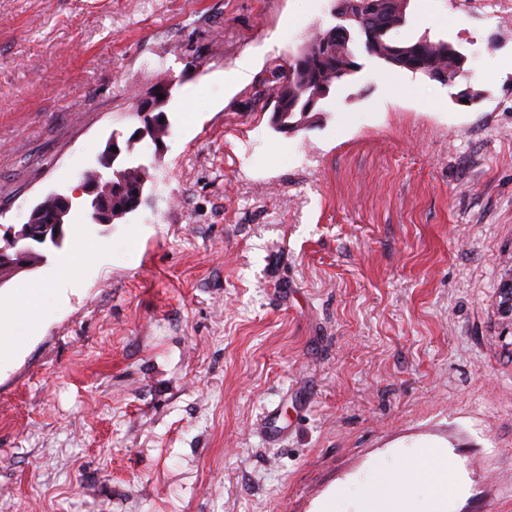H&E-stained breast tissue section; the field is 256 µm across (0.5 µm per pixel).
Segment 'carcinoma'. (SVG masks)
Here are the masks:
<instances>
[{"instance_id": "obj_1", "label": "carcinoma", "mask_w": 512, "mask_h": 512, "mask_svg": "<svg viewBox=\"0 0 512 512\" xmlns=\"http://www.w3.org/2000/svg\"><path fill=\"white\" fill-rule=\"evenodd\" d=\"M407 16L404 0H365V9L347 22V47L338 39L337 25L314 28L292 56L289 68H279L265 89L271 107L270 125L285 133L313 126L321 112L320 104L360 69L358 51L390 69L420 73L436 81L442 73L448 74L450 84L463 76L467 69L458 64L452 42L427 34L402 42L391 38L393 31L406 24ZM152 116V112L133 113L143 123L146 137L154 143L162 142L170 128L151 126ZM122 171L123 180L116 179L112 184V211L127 215L143 203L147 172L141 163L127 164ZM44 245L21 241L15 251L37 266L46 261Z\"/></svg>"}]
</instances>
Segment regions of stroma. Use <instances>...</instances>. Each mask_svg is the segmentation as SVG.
I'll return each mask as SVG.
<instances>
[{
    "label": "stroma",
    "mask_w": 512,
    "mask_h": 512,
    "mask_svg": "<svg viewBox=\"0 0 512 512\" xmlns=\"http://www.w3.org/2000/svg\"><path fill=\"white\" fill-rule=\"evenodd\" d=\"M330 9L0 0V225L74 195L171 85L169 136L133 150L145 204L74 209L0 286L59 291L0 370V512H357L384 469L391 500L425 510L439 475L445 512H512V10L412 0L394 39H447L470 75L361 53L276 131L262 92Z\"/></svg>",
    "instance_id": "1"
}]
</instances>
